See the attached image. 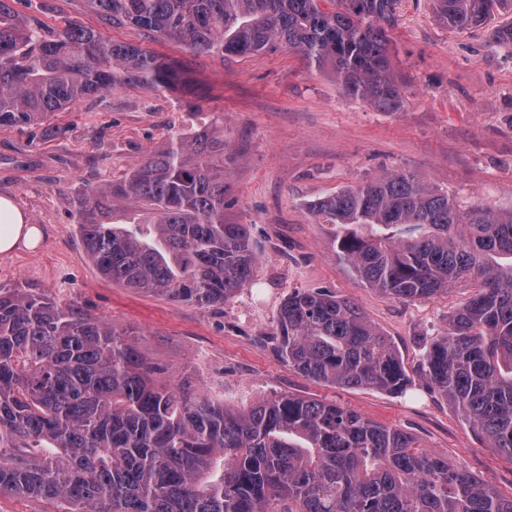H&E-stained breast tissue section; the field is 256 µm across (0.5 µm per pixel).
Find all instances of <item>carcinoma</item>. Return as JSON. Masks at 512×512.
<instances>
[{"label":"carcinoma","instance_id":"cac0c4a2","mask_svg":"<svg viewBox=\"0 0 512 512\" xmlns=\"http://www.w3.org/2000/svg\"><path fill=\"white\" fill-rule=\"evenodd\" d=\"M0 0V126L42 128L82 98L187 81L174 62L68 24L48 30ZM400 0H86L106 24L247 56L287 49L386 112L401 107L391 39ZM508 0H433L452 30L480 27ZM491 43L512 47V25ZM224 131L146 155L126 179L71 201L85 252L109 281L224 305L256 273L248 225L224 221ZM129 199L139 217L113 221ZM338 228L337 260L397 299L457 282L476 288L448 315L422 372L512 459V210L462 209L411 174L361 182L311 205ZM276 351L329 385L402 393L390 339L350 301L296 290ZM60 512H512V497L448 465L409 433L336 403L274 395L248 413L156 386L136 347L75 304L0 288V492Z\"/></svg>","mask_w":512,"mask_h":512}]
</instances>
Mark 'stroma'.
Masks as SVG:
<instances>
[{
  "label": "stroma",
  "instance_id": "obj_1",
  "mask_svg": "<svg viewBox=\"0 0 512 512\" xmlns=\"http://www.w3.org/2000/svg\"><path fill=\"white\" fill-rule=\"evenodd\" d=\"M16 8L53 28L83 25L176 60L188 82L174 92L130 87L87 96L52 117L57 135L0 127V197L12 198L27 223L43 230L36 248L0 254V287L37 288L106 320L135 343L158 385L240 411L274 394L336 402L402 429L512 495V459L487 447L420 369L429 341L444 332L469 289L416 300L382 295L337 260L334 225L308 209L347 186L404 173L461 205L512 210V52L488 40L490 28L512 24L511 9L457 32L430 0H401L390 35L403 103L385 112L285 50L193 54L171 40L105 25L85 0H18ZM216 128L227 145L224 217L248 225L258 255L251 284L224 306L202 308L101 277L85 254L70 200L122 180L147 154ZM310 288L355 303L391 339L411 380L405 393L320 383L274 352L282 302Z\"/></svg>",
  "mask_w": 512,
  "mask_h": 512
}]
</instances>
